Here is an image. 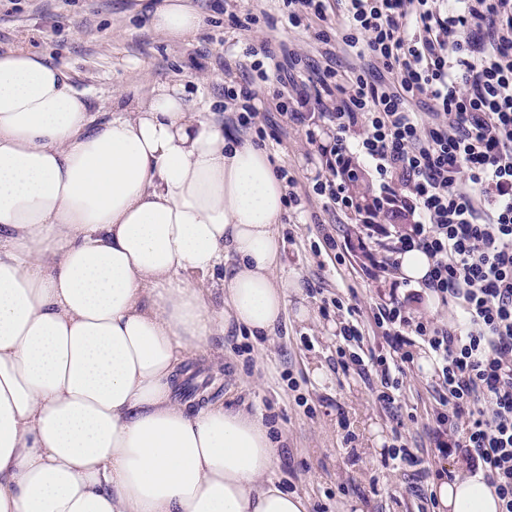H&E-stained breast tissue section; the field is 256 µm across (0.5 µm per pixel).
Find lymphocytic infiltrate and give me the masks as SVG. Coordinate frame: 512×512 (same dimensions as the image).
I'll return each mask as SVG.
<instances>
[{
	"label": "lymphocytic infiltrate",
	"mask_w": 512,
	"mask_h": 512,
	"mask_svg": "<svg viewBox=\"0 0 512 512\" xmlns=\"http://www.w3.org/2000/svg\"><path fill=\"white\" fill-rule=\"evenodd\" d=\"M292 27L335 20L345 52L362 69L305 70L292 45L248 46L245 82L224 87L238 126L259 116L263 83L276 82L275 109L308 141L324 122L314 191L325 209L363 222L343 242L321 227L325 251L356 248L389 273L402 253H425L421 289L377 304V346L365 344L355 304L331 301L340 320L336 367L365 369L380 405L393 409L416 346L434 360L436 409L430 439L440 458L466 456L512 512V0H284ZM378 183L357 192L364 175ZM408 226L381 252L375 224ZM452 307L440 323L420 313L423 294Z\"/></svg>",
	"instance_id": "obj_1"
}]
</instances>
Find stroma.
I'll return each instance as SVG.
<instances>
[{"instance_id": "35a3bbf8", "label": "stroma", "mask_w": 512, "mask_h": 512, "mask_svg": "<svg viewBox=\"0 0 512 512\" xmlns=\"http://www.w3.org/2000/svg\"><path fill=\"white\" fill-rule=\"evenodd\" d=\"M202 27L191 46L167 41L152 30L135 0H0V51L24 48L43 54L62 69L93 108L109 105L114 91L147 95L152 82H183L191 106L208 107L228 127L235 109L224 104L228 76L221 57L239 56L248 45L273 35L293 44L307 62L325 63L314 32L289 26L282 0H196ZM258 14L249 30L233 27L232 14ZM273 84L259 91L257 124L276 168L295 176L301 210L285 211L276 230L282 241L280 275L288 283L286 318L266 342L234 332L212 337L204 353L189 359L180 399L212 403L260 415L281 442L273 475L289 492L305 497L308 512H418L411 491L419 476L390 472L382 458L393 430L407 437L410 451L430 469L456 470L458 459L429 453L432 378L422 367L403 377L398 415L376 401L368 380L357 372H335L339 324L321 312L323 299L353 296L376 336L372 308L384 277L366 267L362 255L338 265L316 253L320 224L346 231L350 220L324 210L313 190L320 169L313 145L274 109ZM305 318H298L299 309Z\"/></svg>"}]
</instances>
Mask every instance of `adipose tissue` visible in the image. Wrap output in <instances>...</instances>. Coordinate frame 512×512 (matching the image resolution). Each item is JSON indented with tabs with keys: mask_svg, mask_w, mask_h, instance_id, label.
<instances>
[{
	"mask_svg": "<svg viewBox=\"0 0 512 512\" xmlns=\"http://www.w3.org/2000/svg\"><path fill=\"white\" fill-rule=\"evenodd\" d=\"M146 18L186 45L202 23L192 0ZM284 201L267 152L182 84L95 112L42 56L0 52V512H306L261 418L176 396L211 337L284 316ZM220 266L215 307L196 280ZM434 491L499 510L478 475Z\"/></svg>",
	"mask_w": 512,
	"mask_h": 512,
	"instance_id": "1",
	"label": "adipose tissue"
}]
</instances>
